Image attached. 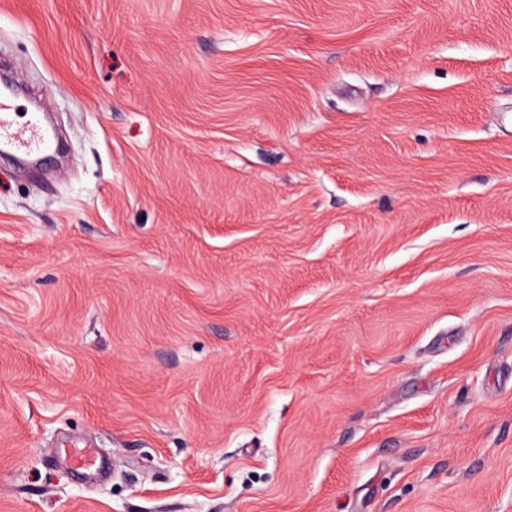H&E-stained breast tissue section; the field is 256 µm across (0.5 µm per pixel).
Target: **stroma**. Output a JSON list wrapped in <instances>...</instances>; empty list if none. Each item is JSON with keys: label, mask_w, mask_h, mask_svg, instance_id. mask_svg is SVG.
I'll return each mask as SVG.
<instances>
[{"label": "stroma", "mask_w": 512, "mask_h": 512, "mask_svg": "<svg viewBox=\"0 0 512 512\" xmlns=\"http://www.w3.org/2000/svg\"><path fill=\"white\" fill-rule=\"evenodd\" d=\"M0 512H512V0H0ZM7 97L0 94V152L18 157H31L50 148L47 130L37 114L24 127H17L9 111Z\"/></svg>", "instance_id": "stroma-1"}]
</instances>
